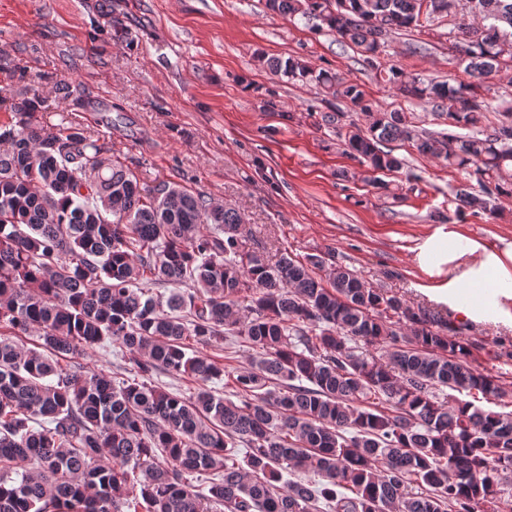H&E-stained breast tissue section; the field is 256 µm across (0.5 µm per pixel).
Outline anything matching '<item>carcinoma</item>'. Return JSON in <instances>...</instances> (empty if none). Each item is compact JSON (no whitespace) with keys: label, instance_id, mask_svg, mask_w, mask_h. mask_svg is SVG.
Returning a JSON list of instances; mask_svg holds the SVG:
<instances>
[{"label":"carcinoma","instance_id":"1","mask_svg":"<svg viewBox=\"0 0 512 512\" xmlns=\"http://www.w3.org/2000/svg\"><path fill=\"white\" fill-rule=\"evenodd\" d=\"M265 2L320 21L378 83L448 121L420 132L337 73L270 61L366 117L362 130L336 113L350 157L394 172L403 160L387 144L413 142L476 181L457 211L492 215L512 196V105L481 84L512 63V0H468L485 25L459 27L466 78L452 83L381 55L458 0ZM1 103L0 512H512V411L473 401L508 390L470 342L336 262H266L237 209L176 182L145 189L100 138L40 124L39 89L3 86ZM155 286L175 291L163 301ZM31 333L33 348L14 340ZM234 338L255 350L243 370L198 351ZM107 340L130 354L117 384L77 361ZM160 371L199 387L168 392L152 383ZM220 377L235 399L207 387ZM296 470L315 480L283 481Z\"/></svg>","mask_w":512,"mask_h":512}]
</instances>
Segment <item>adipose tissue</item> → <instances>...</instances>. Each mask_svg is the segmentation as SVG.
<instances>
[{
	"mask_svg": "<svg viewBox=\"0 0 512 512\" xmlns=\"http://www.w3.org/2000/svg\"><path fill=\"white\" fill-rule=\"evenodd\" d=\"M414 252L433 300L471 323L512 327V240L488 244L452 224L437 228Z\"/></svg>",
	"mask_w": 512,
	"mask_h": 512,
	"instance_id": "1",
	"label": "adipose tissue"
}]
</instances>
